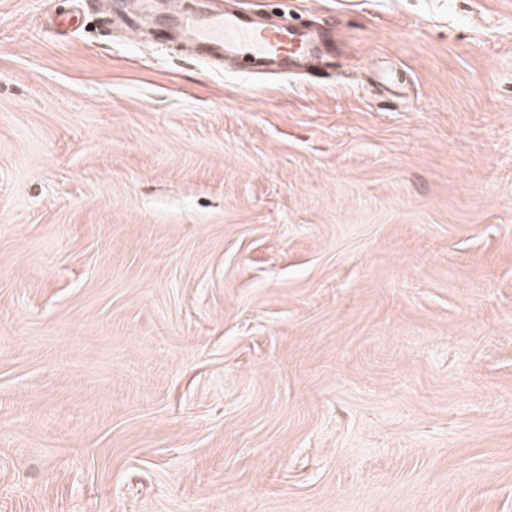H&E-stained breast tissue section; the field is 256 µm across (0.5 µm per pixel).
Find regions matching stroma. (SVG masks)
I'll return each instance as SVG.
<instances>
[{
	"instance_id": "35a3bbf8",
	"label": "stroma",
	"mask_w": 512,
	"mask_h": 512,
	"mask_svg": "<svg viewBox=\"0 0 512 512\" xmlns=\"http://www.w3.org/2000/svg\"><path fill=\"white\" fill-rule=\"evenodd\" d=\"M237 3L0 0V512H512V0ZM214 3L193 11L182 9L165 19L162 33L175 30L215 62L234 57L243 64L237 72L295 68L324 61L309 33L297 25H270L250 14L227 11Z\"/></svg>"
}]
</instances>
